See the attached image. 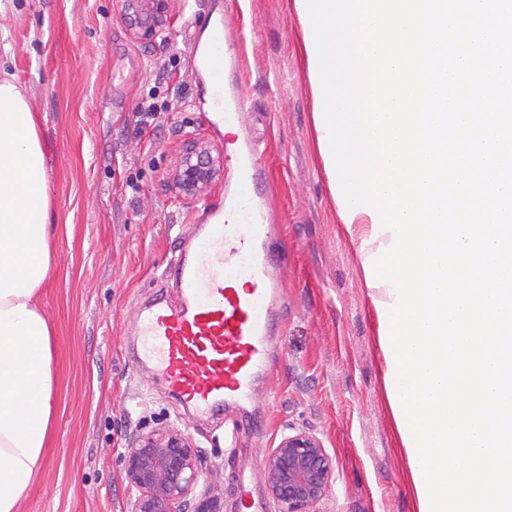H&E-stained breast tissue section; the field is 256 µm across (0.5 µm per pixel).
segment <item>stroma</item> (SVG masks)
Returning <instances> with one entry per match:
<instances>
[{"label": "stroma", "mask_w": 512, "mask_h": 512, "mask_svg": "<svg viewBox=\"0 0 512 512\" xmlns=\"http://www.w3.org/2000/svg\"><path fill=\"white\" fill-rule=\"evenodd\" d=\"M172 0L165 39L127 29L120 0H7L0 9V76L39 119L51 174L53 278L39 301L53 332L54 425L20 512H132L122 455L141 431L172 426L191 438L198 493L239 512L237 475L275 512L263 461L281 437L317 434L334 463L319 512H414L409 463L383 379V358L358 244L342 224L323 172L294 0ZM223 13L248 101L244 128L262 149L281 226L287 311L270 338V371L247 413L185 410L158 381L136 374L133 321L163 284V264L199 204L171 189L182 141L216 151L205 86L189 50L203 30L192 9ZM167 100L156 128L136 107ZM137 191L128 189V182Z\"/></svg>", "instance_id": "obj_1"}]
</instances>
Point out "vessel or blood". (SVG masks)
Listing matches in <instances>:
<instances>
[{
	"instance_id": "1",
	"label": "vessel or blood",
	"mask_w": 512,
	"mask_h": 512,
	"mask_svg": "<svg viewBox=\"0 0 512 512\" xmlns=\"http://www.w3.org/2000/svg\"><path fill=\"white\" fill-rule=\"evenodd\" d=\"M224 42L223 22H213L206 47L213 65L208 124L237 129L231 144L237 178L255 188L267 173L256 144L240 129L244 100L224 82ZM276 244L265 197L225 193L179 240L168 268L172 294L137 313V368L198 414L247 406L269 368L268 338L283 311ZM242 279L247 289H237Z\"/></svg>"
}]
</instances>
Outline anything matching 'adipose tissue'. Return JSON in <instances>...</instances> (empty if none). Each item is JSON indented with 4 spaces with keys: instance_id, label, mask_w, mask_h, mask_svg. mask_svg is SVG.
<instances>
[{
    "instance_id": "adipose-tissue-1",
    "label": "adipose tissue",
    "mask_w": 512,
    "mask_h": 512,
    "mask_svg": "<svg viewBox=\"0 0 512 512\" xmlns=\"http://www.w3.org/2000/svg\"><path fill=\"white\" fill-rule=\"evenodd\" d=\"M48 169L31 103L0 79V512H19L52 422V329L39 305L51 276Z\"/></svg>"
}]
</instances>
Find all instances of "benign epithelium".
Listing matches in <instances>:
<instances>
[{
    "mask_svg": "<svg viewBox=\"0 0 512 512\" xmlns=\"http://www.w3.org/2000/svg\"><path fill=\"white\" fill-rule=\"evenodd\" d=\"M171 0H121L123 20L138 40L165 37ZM223 172L222 157L205 141L186 138L171 184L178 197L197 201ZM133 512H216L214 502L198 498L199 466L191 439L181 430L140 432L122 456ZM333 459L313 432L296 430L282 436L264 458L263 473L277 512H317L327 496Z\"/></svg>",
    "mask_w": 512,
    "mask_h": 512,
    "instance_id": "7a95c632",
    "label": "benign epithelium"
}]
</instances>
